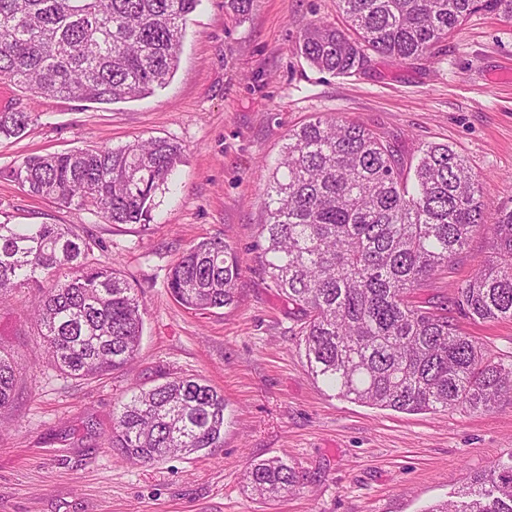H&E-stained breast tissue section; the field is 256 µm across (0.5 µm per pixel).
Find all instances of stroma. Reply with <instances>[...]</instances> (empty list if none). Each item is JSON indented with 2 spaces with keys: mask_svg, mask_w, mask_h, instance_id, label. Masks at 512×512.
<instances>
[{
  "mask_svg": "<svg viewBox=\"0 0 512 512\" xmlns=\"http://www.w3.org/2000/svg\"><path fill=\"white\" fill-rule=\"evenodd\" d=\"M317 20L346 25L336 0H252L237 18L224 0H201L173 79L130 102L50 98L0 82V112L34 117L20 136L0 138V223L74 225L91 245L88 263L116 269L136 289L144 322L132 362L74 379L40 349L28 290L0 305V347L20 370L14 402L0 409V512H425L512 452V405L408 414L315 382L296 318L254 251L269 167L289 132L319 113L371 130L408 168L426 145L448 144L477 175L489 209L511 207L512 20L474 13L430 57L401 63L373 53L345 76L301 55L300 37ZM151 137L183 153L144 227L32 195L7 175L30 156ZM210 238L245 260L237 302L190 310L170 293L169 273L184 249ZM491 241L490 229L473 233L420 299L450 296L485 263ZM459 324L512 359V319ZM189 375L224 395L221 447L147 465L113 451L112 417L131 388ZM270 457L293 465L303 483L265 500L247 489L245 473Z\"/></svg>",
  "mask_w": 512,
  "mask_h": 512,
  "instance_id": "obj_1",
  "label": "stroma"
}]
</instances>
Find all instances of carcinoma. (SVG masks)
I'll return each mask as SVG.
<instances>
[{"mask_svg":"<svg viewBox=\"0 0 512 512\" xmlns=\"http://www.w3.org/2000/svg\"><path fill=\"white\" fill-rule=\"evenodd\" d=\"M201 0H0V81L49 96L110 104L144 98L178 67L188 17ZM354 35L316 21L301 54L348 75L367 52L421 59L471 14L512 20V0H336ZM28 112H0V138L18 136ZM183 148L154 137L112 148L31 156L9 171L30 193L111 224L150 223ZM268 221L257 249L270 287L297 313L308 371L336 395L402 413L512 402V360L468 336L473 321L512 319V208L489 217L480 184L447 144L422 150L413 175L370 130L318 115L288 133L267 183ZM493 230L488 260L450 302L417 301L480 227ZM89 243L66 224H0V304L32 292L46 357L75 379L105 375L137 354L143 330L135 289L112 268L84 262ZM244 258L221 239L190 245L168 288L187 309L229 308ZM18 365L0 349V408ZM224 394L193 376L133 392L112 418V447L152 464L219 448ZM252 493L271 499L298 486L279 458L254 461ZM425 512H512V454L474 475L456 498Z\"/></svg>","mask_w":512,"mask_h":512,"instance_id":"1","label":"carcinoma"}]
</instances>
